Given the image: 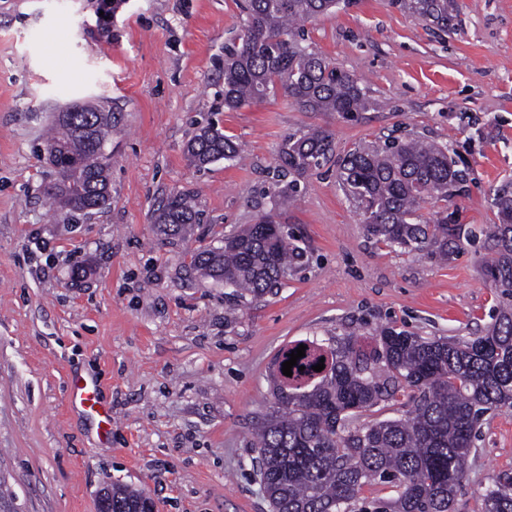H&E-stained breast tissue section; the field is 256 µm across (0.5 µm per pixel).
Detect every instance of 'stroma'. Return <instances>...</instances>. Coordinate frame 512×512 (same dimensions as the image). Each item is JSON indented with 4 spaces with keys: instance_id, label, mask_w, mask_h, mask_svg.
Instances as JSON below:
<instances>
[{
    "instance_id": "stroma-1",
    "label": "stroma",
    "mask_w": 512,
    "mask_h": 512,
    "mask_svg": "<svg viewBox=\"0 0 512 512\" xmlns=\"http://www.w3.org/2000/svg\"><path fill=\"white\" fill-rule=\"evenodd\" d=\"M0 0V478L21 512H97L111 484L144 489L157 512H268L251 429L268 368L291 341L391 326L424 338L481 335L500 298L475 243L441 260L370 237L341 190L356 146L416 136L471 168L451 202L460 223L497 221L512 182V0H458L448 29L394 0H350L305 26L307 41L367 86V111L303 112L283 93L224 107V52L243 0ZM104 96L114 118L112 203L53 209L43 136L59 109ZM215 124L241 152L197 169L186 142ZM331 135L332 158L272 190L285 137ZM197 193L191 239L161 236L153 213ZM273 213L307 264L279 292L237 300L199 277L191 251ZM93 377L97 411L71 408L69 381ZM512 471V412L484 415L455 512H482L491 477Z\"/></svg>"
}]
</instances>
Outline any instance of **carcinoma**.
<instances>
[{"label":"carcinoma","mask_w":512,"mask_h":512,"mask_svg":"<svg viewBox=\"0 0 512 512\" xmlns=\"http://www.w3.org/2000/svg\"><path fill=\"white\" fill-rule=\"evenodd\" d=\"M341 0H246L239 43L224 58V107L239 109L282 90L303 112H361L369 91L305 43L299 25L336 8ZM402 7L448 28V0H397ZM112 113L82 106L55 123L45 140L72 160L65 177L47 195L72 215H88L92 204L110 201L104 145ZM452 149L417 138L365 144L345 154L339 184L363 216L370 235L404 253L441 259L473 244L491 243L485 273L494 288L512 297V188L491 199L498 223L480 229L449 223L448 211L421 221L429 199L448 201L470 181ZM332 138L313 130L285 138L279 149L277 190L293 197L300 178L328 161ZM188 160L203 166L233 160L236 145L204 127L185 146ZM162 233L186 237L200 223L183 191L171 194L155 215ZM304 258L270 214L224 236V244L191 252V266L234 288L240 299L273 295ZM305 356L283 374V363L299 345ZM324 362L316 372L313 366ZM270 405L254 426L255 476L270 512H453L481 417L512 410V304L498 310L481 336L424 339L383 327L365 343L354 333L299 339L277 353L268 374ZM412 393L404 416L354 424L370 408ZM385 483L395 496L386 502L362 497L365 486ZM483 512H512V474L495 476L482 494ZM146 492L112 488V507L143 512Z\"/></svg>","instance_id":"1"}]
</instances>
